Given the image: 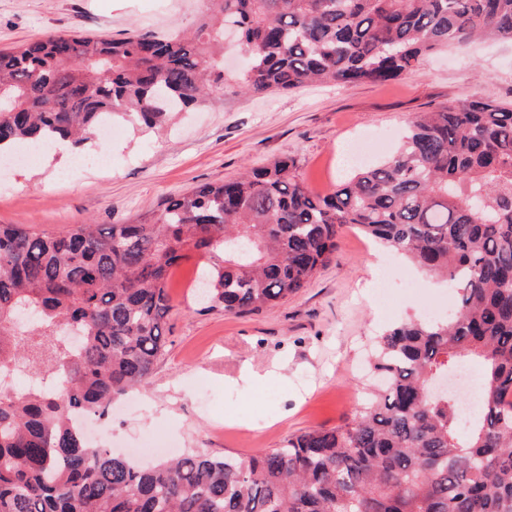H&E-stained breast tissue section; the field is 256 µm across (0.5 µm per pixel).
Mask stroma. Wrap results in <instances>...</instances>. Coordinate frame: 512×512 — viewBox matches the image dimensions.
I'll return each mask as SVG.
<instances>
[{
    "label": "stroma",
    "instance_id": "stroma-1",
    "mask_svg": "<svg viewBox=\"0 0 512 512\" xmlns=\"http://www.w3.org/2000/svg\"><path fill=\"white\" fill-rule=\"evenodd\" d=\"M210 7L209 0H0V49L51 33L179 34ZM470 96L512 103L511 44L442 49L383 84L264 95L230 87L173 113L161 129L117 123L111 139L83 151L85 167L55 168L38 157L0 169V224L52 234L86 221L127 224L196 185L285 157L325 194L352 175L351 143L372 139V160L380 162L416 113ZM100 154L111 166L94 164ZM200 263L195 257L174 269L166 350L149 383L97 421L102 446L124 453L154 433L165 440L160 457L252 455L336 427L368 394L377 336L413 315H446L452 305L447 287L351 228L308 288L252 314L205 308L194 289ZM246 364L265 381L243 386Z\"/></svg>",
    "mask_w": 512,
    "mask_h": 512
}]
</instances>
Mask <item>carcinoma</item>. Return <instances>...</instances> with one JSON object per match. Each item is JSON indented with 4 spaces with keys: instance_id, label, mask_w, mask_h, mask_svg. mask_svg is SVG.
I'll return each instance as SVG.
<instances>
[{
    "instance_id": "cac0c4a2",
    "label": "carcinoma",
    "mask_w": 512,
    "mask_h": 512,
    "mask_svg": "<svg viewBox=\"0 0 512 512\" xmlns=\"http://www.w3.org/2000/svg\"><path fill=\"white\" fill-rule=\"evenodd\" d=\"M242 93L383 84L479 37L512 42V0H212L181 36L50 34L0 50V155L103 122L148 128L228 85ZM448 282L444 321L376 343L384 386L342 425L251 456L187 452L142 466L92 446L102 418L147 384L166 344L173 269L207 260L209 308L248 314L308 287L345 227ZM480 368L467 424L432 382ZM0 512H512V106L472 97L418 114L378 166L315 195L284 158L167 199L130 224L67 233L0 225Z\"/></svg>"
}]
</instances>
